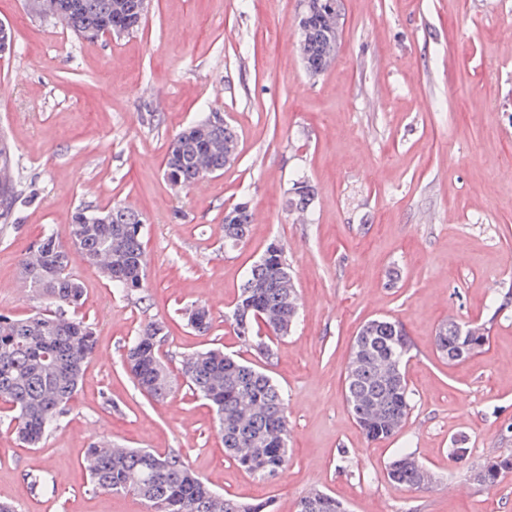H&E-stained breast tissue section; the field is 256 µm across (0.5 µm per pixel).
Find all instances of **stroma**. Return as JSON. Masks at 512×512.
Wrapping results in <instances>:
<instances>
[{"instance_id":"35a3bbf8","label":"stroma","mask_w":512,"mask_h":512,"mask_svg":"<svg viewBox=\"0 0 512 512\" xmlns=\"http://www.w3.org/2000/svg\"><path fill=\"white\" fill-rule=\"evenodd\" d=\"M298 12V0H150L137 31L86 40L29 0H0V23L16 35L0 55V135L23 195L0 233V313L40 310L15 289L19 261L47 229L67 234L76 208H134L147 254L146 286L127 296L72 255L83 288L75 314L92 323L97 350L41 447L20 444L0 408V500L18 512H151L136 495L92 487L84 458L102 437L179 451L212 489L270 502V512H297L313 489L350 512H512V474L492 489L470 477L484 459L512 456V310L466 361L448 362L434 344L443 321L483 319L512 292V0H342L341 44L314 80ZM207 112L234 127L238 156L172 189L168 143ZM300 177L314 191L301 224L287 206ZM241 201L267 221L230 248L224 210ZM273 242L296 276L299 317L265 359L230 315ZM197 304L211 314L204 336L183 316ZM383 316L409 333L412 409L372 443L347 408L344 377L359 327ZM155 320L169 330L160 354L171 370L215 343L283 388L290 442L278 474L239 468L187 387L159 402L139 391L124 348ZM460 438L464 459L452 454ZM401 451L432 471L433 487L387 479ZM42 479L52 494L39 492ZM460 483L468 495L449 493Z\"/></svg>"}]
</instances>
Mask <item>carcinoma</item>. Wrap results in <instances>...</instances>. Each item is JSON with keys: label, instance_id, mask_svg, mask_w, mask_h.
Segmentation results:
<instances>
[{"label": "carcinoma", "instance_id": "obj_1", "mask_svg": "<svg viewBox=\"0 0 512 512\" xmlns=\"http://www.w3.org/2000/svg\"><path fill=\"white\" fill-rule=\"evenodd\" d=\"M141 0H55L57 19L81 35L91 29L104 32L127 20L138 21ZM340 15L323 7L310 14L300 31V55L312 73L322 74L336 57L340 41ZM201 129L188 127L169 142L163 175L171 186L187 187L198 172L224 170V155L237 152L235 129L224 115L212 112L199 121ZM0 184V230L14 223L21 193L13 177ZM288 207L309 210L313 190L297 181ZM98 217L101 224H88ZM252 212L238 204L224 215V244L235 247L249 232ZM143 221L133 208L121 203L90 210L77 209L67 238L46 231L20 262L21 276L45 307L26 318L0 314V399L10 404V425L22 443L36 448L68 414L85 364L96 351L94 327L69 315L82 299V287L69 272L70 251L95 267L115 290L127 295L144 288L146 252ZM283 247H267L241 284L231 318L240 339L257 354L272 356L270 343L287 335L291 303L297 297L294 279L284 277ZM512 307V294L502 298L484 322L470 323L471 333L459 334L457 321L442 323L435 336L436 351L448 362L480 351L489 336L488 324ZM192 329L205 335L211 319L198 307ZM167 336L160 321L144 324L128 344L124 365L137 387L162 401L183 380L191 392L212 408L224 449L248 474L268 478L281 470L288 457L290 429L281 387L252 365L224 354L220 348L198 350L183 358L175 377L159 351ZM410 340L403 325L377 318L365 322L354 338L344 396L348 410L364 437L381 441L403 425L411 410L410 389L404 366ZM86 465L94 489L113 494L133 493L146 500L154 512H266L267 503H240L211 490L194 473L180 453L160 454L142 448L112 450V443L94 444ZM476 481L489 489L512 473V457L483 461ZM387 478L402 487L429 485L426 466L410 454L396 456L386 468ZM298 512H347L345 504L322 491H312L298 503Z\"/></svg>", "mask_w": 512, "mask_h": 512}]
</instances>
